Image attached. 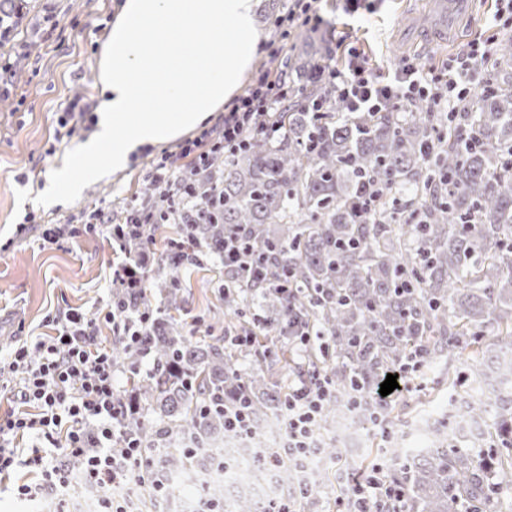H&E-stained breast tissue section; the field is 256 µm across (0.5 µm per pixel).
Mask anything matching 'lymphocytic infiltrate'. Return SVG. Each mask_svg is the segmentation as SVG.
I'll use <instances>...</instances> for the list:
<instances>
[{
  "label": "lymphocytic infiltrate",
  "instance_id": "obj_1",
  "mask_svg": "<svg viewBox=\"0 0 512 512\" xmlns=\"http://www.w3.org/2000/svg\"><path fill=\"white\" fill-rule=\"evenodd\" d=\"M344 68L326 66L322 75L352 112H391L413 101L430 103L434 110L454 111L457 103L480 90L479 71L492 55L490 44H468L441 67H423L403 60L383 74L356 49H349ZM288 100V76L269 71L254 73L245 93L224 115L178 150H164L146 173L148 194L133 197L121 210L97 207L81 225L55 224L42 238L54 244L81 235L107 234L121 259L112 266V307L86 314L66 309L54 318L56 335L12 350L0 377L14 385V408L0 422V478L17 469L30 473L16 488L21 500L53 505L65 512L69 499L89 496L97 512H138L132 488L145 489L152 502L166 503L173 494L167 472L159 466V451L168 442L158 432L150 442L129 430L127 419L140 404L134 394L122 393L117 377L123 368L113 351L100 341L109 327L115 343L133 350L152 321L143 298L155 256L148 230L154 224H181L204 202L215 184L211 166L216 156L234 155L250 139L275 140L280 127L274 116ZM339 392L324 371L296 364L277 419L280 447L257 450L252 465L275 476L281 466L334 470L336 512H401L404 492L390 483L385 464H376L364 478L341 468L326 455L319 422ZM30 447L16 448L21 438ZM80 459L72 469L71 459Z\"/></svg>",
  "mask_w": 512,
  "mask_h": 512
}]
</instances>
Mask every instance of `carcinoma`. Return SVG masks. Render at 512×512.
I'll return each mask as SVG.
<instances>
[{
	"label": "carcinoma",
	"instance_id": "1",
	"mask_svg": "<svg viewBox=\"0 0 512 512\" xmlns=\"http://www.w3.org/2000/svg\"><path fill=\"white\" fill-rule=\"evenodd\" d=\"M327 60L311 56L292 67L296 104L276 116L283 135L217 160L202 215L175 225V234L222 259L223 226L242 230L275 278L254 284L224 268L228 327L245 325L254 308L271 331L292 324L323 332L332 355L325 371L339 389L370 395L382 373L416 350L443 367L467 350L474 376L485 354H512V36L484 70L490 92L459 112H434L422 101L401 112H350L316 75ZM367 182L379 201L360 219L355 203ZM183 269L167 254L151 269L164 276L168 308L182 301ZM287 274L292 298L272 292ZM141 347L154 369L134 381L141 410L129 426L143 437L151 411L173 441L206 447L216 461L224 457V410L202 418V406L245 389L257 435L276 417L281 388L236 372L224 339L192 343L156 317ZM458 405L474 420L495 411L499 435L512 436V387L484 398L469 390ZM486 457L482 468L434 433L390 480L403 487L406 512H492L488 470L512 469V454L489 447ZM160 462L187 479L198 466L181 447Z\"/></svg>",
	"mask_w": 512,
	"mask_h": 512
}]
</instances>
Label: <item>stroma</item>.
<instances>
[{
  "label": "stroma",
  "mask_w": 512,
  "mask_h": 512,
  "mask_svg": "<svg viewBox=\"0 0 512 512\" xmlns=\"http://www.w3.org/2000/svg\"><path fill=\"white\" fill-rule=\"evenodd\" d=\"M120 2L21 0L10 37L0 41V80L9 87L0 96V358L18 345L52 335L47 319L57 311H94L112 301L109 239L100 234L50 244L43 241L40 227L66 224L94 207L147 192L144 174L150 156L141 153L124 172L88 186L71 204H54L44 194L53 171L82 141L77 135L57 146L52 143L69 100L77 94L97 95L99 46ZM318 6L325 25L316 31L299 28L289 35L284 56L259 53L257 67L279 73L290 56L326 38L339 43L333 51L339 67L351 46L387 69L408 57L435 65L456 57L473 40L494 43L502 36L493 21L497 0H476L472 11L456 15L439 36L426 29L433 0H372L371 8L352 16L339 9L337 0H319ZM30 213L35 223L19 231ZM223 281L224 270L213 260L189 267L180 307L169 312L183 336H190L195 320L205 336L223 334ZM454 371L457 384L452 387L437 370H425L417 386L393 394V404L421 400L427 404L426 420L447 419L453 389L469 385L470 360L455 361ZM403 432L400 424L385 432L365 426L356 435L357 447L343 449L344 464L362 474L367 462H380L383 449Z\"/></svg>",
  "instance_id": "1"
}]
</instances>
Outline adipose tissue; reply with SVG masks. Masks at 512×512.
<instances>
[{
	"mask_svg": "<svg viewBox=\"0 0 512 512\" xmlns=\"http://www.w3.org/2000/svg\"><path fill=\"white\" fill-rule=\"evenodd\" d=\"M264 0H123L99 54L92 136L58 169L60 194L127 169L145 147L203 128L240 94L264 37Z\"/></svg>",
	"mask_w": 512,
	"mask_h": 512,
	"instance_id": "obj_1",
	"label": "adipose tissue"
}]
</instances>
